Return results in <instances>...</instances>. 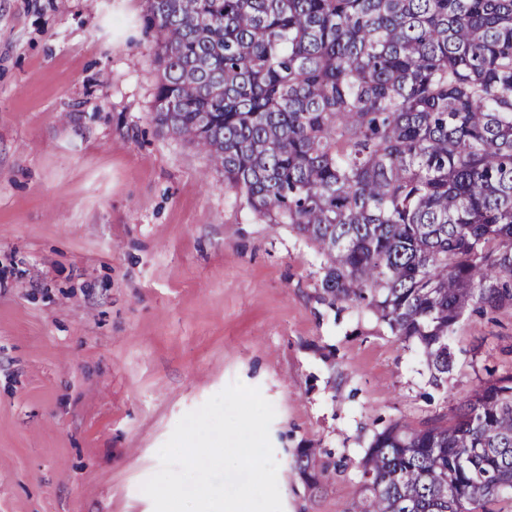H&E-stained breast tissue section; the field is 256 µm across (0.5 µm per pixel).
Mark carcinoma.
Instances as JSON below:
<instances>
[{
    "label": "carcinoma",
    "mask_w": 512,
    "mask_h": 512,
    "mask_svg": "<svg viewBox=\"0 0 512 512\" xmlns=\"http://www.w3.org/2000/svg\"><path fill=\"white\" fill-rule=\"evenodd\" d=\"M145 24L153 120L317 247L323 300L417 342L436 382L469 308L512 307V0H146ZM296 468L328 477L310 449ZM360 468L352 512H501L512 374Z\"/></svg>",
    "instance_id": "cac0c4a2"
}]
</instances>
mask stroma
<instances>
[{
    "label": "stroma",
    "instance_id": "obj_1",
    "mask_svg": "<svg viewBox=\"0 0 512 512\" xmlns=\"http://www.w3.org/2000/svg\"><path fill=\"white\" fill-rule=\"evenodd\" d=\"M144 13L0 0V512H153L158 450L235 381L275 407L283 512H350L375 434L512 373V309L464 314L437 384L414 343L323 301L316 248L153 122ZM296 468L303 474L308 475L316 484L319 478L328 477V467L318 464L315 453L311 449L303 450L296 458Z\"/></svg>",
    "mask_w": 512,
    "mask_h": 512
}]
</instances>
